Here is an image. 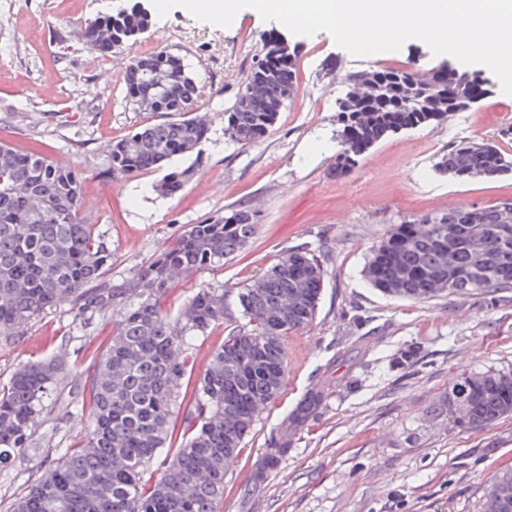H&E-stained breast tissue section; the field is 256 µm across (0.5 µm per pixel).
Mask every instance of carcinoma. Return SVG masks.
<instances>
[{
  "mask_svg": "<svg viewBox=\"0 0 512 512\" xmlns=\"http://www.w3.org/2000/svg\"><path fill=\"white\" fill-rule=\"evenodd\" d=\"M151 26L140 6L88 22L84 46L108 55ZM264 86L249 91L251 81ZM472 76L461 89L441 92L434 80L398 68L377 67L347 76L337 106L336 170L387 135L439 122L469 108ZM130 103L168 119L115 141L107 155L113 177L154 170L193 153L206 138L203 117H188L199 99L196 75L183 59L159 49L132 60L125 74ZM298 91L296 54L268 43L224 113L226 134L238 143L260 141ZM435 170L453 180L512 173V156L483 139L439 153ZM189 170L170 172L158 186L177 192ZM83 181L71 167L35 151L0 143V335L13 336L51 307L69 304L74 315L112 316V343L90 382L93 424L80 448L51 460L12 512H218L224 477L237 461L259 414L281 394L287 338L309 327L318 313L326 270L309 248L290 249L238 289L243 322L224 324V289L201 288L171 315L163 299L182 278L219 266L244 249L257 230V214L229 209L190 225L120 283L105 277L112 251L80 217ZM386 295L418 302L445 293L465 295L512 288V207L456 206L394 224L364 267ZM226 332L213 349L191 399L179 402L190 379L184 341ZM64 378L57 359L18 365L0 394V466L33 447L47 400ZM328 388H308L268 440L254 474L260 483L294 447L296 435L326 407ZM185 414H180L181 408ZM448 413L481 430L512 415V371L464 376L448 395ZM180 440L160 476L145 473L161 449ZM487 500L512 512V471L491 484Z\"/></svg>",
  "mask_w": 512,
  "mask_h": 512,
  "instance_id": "carcinoma-1",
  "label": "carcinoma"
}]
</instances>
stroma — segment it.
I'll return each instance as SVG.
<instances>
[{
  "mask_svg": "<svg viewBox=\"0 0 512 512\" xmlns=\"http://www.w3.org/2000/svg\"><path fill=\"white\" fill-rule=\"evenodd\" d=\"M126 0H0V141L38 147L66 161L83 180L81 215L112 251L106 275L129 277L186 227L248 207L258 215L252 242L224 266L177 283L165 307L201 288L236 290L286 250L308 247L326 269L318 315L288 338L280 396L258 417L224 479L219 512H483L494 479L512 469V416L489 428L453 425L444 407L461 376L512 371V288L449 294L414 303L383 295L366 280L367 258L391 225L455 206L512 203V175L458 182L433 168L449 144L483 138L512 154V96L492 91L450 119L383 138L349 171L334 169L336 103L348 74L377 66L429 73L453 64L421 42L356 58L324 31L286 33L242 10L218 28L185 9L155 18L137 40L93 64L75 32ZM295 47L298 92L260 141L242 145L224 132V112L270 33ZM167 48L199 80L197 113L207 121L201 158L118 180L103 173L110 144L161 121L126 97L131 59ZM192 169L175 195L157 191L167 170ZM112 341V319L75 318L69 306L46 311L15 336H0V388L18 364L54 356L66 375L34 433L32 451L0 469V512H10L49 460L81 445L91 420L89 379ZM419 361L400 370L408 346ZM330 398L261 484L251 475L277 427L311 385Z\"/></svg>",
  "mask_w": 512,
  "mask_h": 512,
  "instance_id": "obj_1",
  "label": "stroma"
}]
</instances>
